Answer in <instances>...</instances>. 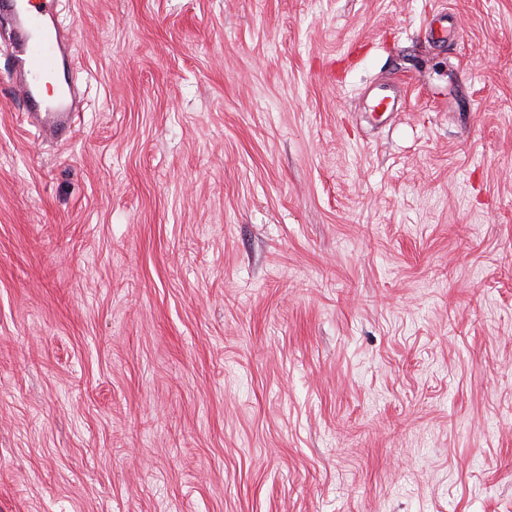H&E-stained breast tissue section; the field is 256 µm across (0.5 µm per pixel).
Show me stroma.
<instances>
[{
    "label": "stroma",
    "mask_w": 512,
    "mask_h": 512,
    "mask_svg": "<svg viewBox=\"0 0 512 512\" xmlns=\"http://www.w3.org/2000/svg\"><path fill=\"white\" fill-rule=\"evenodd\" d=\"M61 20L60 141L0 29V512H512V0Z\"/></svg>",
    "instance_id": "1"
}]
</instances>
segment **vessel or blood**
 Instances as JSON below:
<instances>
[{"instance_id": "vessel-or-blood-1", "label": "vessel or blood", "mask_w": 512, "mask_h": 512, "mask_svg": "<svg viewBox=\"0 0 512 512\" xmlns=\"http://www.w3.org/2000/svg\"><path fill=\"white\" fill-rule=\"evenodd\" d=\"M59 0H0L14 23L11 83L41 136L73 131L81 103L71 32L57 23Z\"/></svg>"}]
</instances>
